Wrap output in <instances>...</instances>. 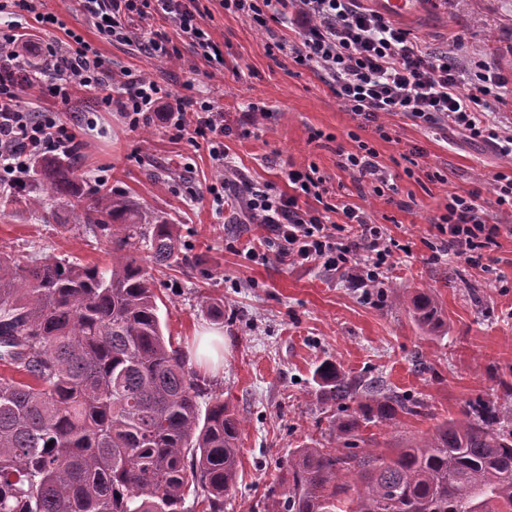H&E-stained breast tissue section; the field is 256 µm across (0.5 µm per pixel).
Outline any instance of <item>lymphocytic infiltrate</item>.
<instances>
[{"label": "lymphocytic infiltrate", "mask_w": 512, "mask_h": 512, "mask_svg": "<svg viewBox=\"0 0 512 512\" xmlns=\"http://www.w3.org/2000/svg\"><path fill=\"white\" fill-rule=\"evenodd\" d=\"M220 6L261 30L291 24L297 38L273 36L272 45L288 52L293 62L320 73L337 101L358 128L374 124L387 137L382 116L400 112L428 127L453 126L474 140L492 143L512 157V130L494 118L512 83L483 61L463 64L457 55L430 52L384 12L364 8L360 0H219ZM79 7L101 39L137 47L162 62H181L174 36L142 28L150 16L170 20L176 34L189 40L195 54L210 68L224 63V52L202 21L197 0H79ZM56 32L42 51L61 74L33 77L29 87L69 103L75 93H96L103 107L118 106L130 129L160 119L178 135L194 134L206 144L217 175L208 191L217 208L241 206L248 223L264 231L259 247L242 251L244 259L264 261L269 251L292 265H322L330 274L359 288L384 287L385 268L394 242L357 205L329 202L327 177L316 165L288 170L290 190L245 181L224 149L228 127L223 112L206 98L166 100L153 80L130 70L112 72L108 61L82 34L68 28L43 0H0V14ZM19 34L0 29V188H19L33 155L69 156L80 147L77 135L55 112H35L21 101L13 69L19 57ZM343 171L366 179L372 193L396 192V173L378 159L367 142L355 151H338ZM434 227L443 255L479 265L483 249L495 243L502 225L490 223L478 192L446 197ZM342 214L344 223L334 222Z\"/></svg>", "instance_id": "obj_1"}]
</instances>
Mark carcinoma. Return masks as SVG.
I'll return each mask as SVG.
<instances>
[{
  "label": "carcinoma",
  "mask_w": 512,
  "mask_h": 512,
  "mask_svg": "<svg viewBox=\"0 0 512 512\" xmlns=\"http://www.w3.org/2000/svg\"><path fill=\"white\" fill-rule=\"evenodd\" d=\"M79 159L45 157L4 205L38 207L72 197L81 221L112 243V265L49 258L21 264L0 255V512H224L238 473L242 421L201 386L165 339L156 268L178 262L175 225L148 221L121 196L78 193ZM39 186L41 195H30ZM412 316L429 332L444 320L420 292ZM318 384L332 402L358 400L336 420L343 448L296 449L280 476L287 491L263 512H512V415L472 406L396 452L361 448L360 429L418 414L379 383L325 361ZM362 491L349 497L350 483Z\"/></svg>",
  "instance_id": "cac0c4a2"
}]
</instances>
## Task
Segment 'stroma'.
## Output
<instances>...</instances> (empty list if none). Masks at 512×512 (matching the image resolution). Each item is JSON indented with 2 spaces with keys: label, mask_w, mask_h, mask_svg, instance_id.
Returning a JSON list of instances; mask_svg holds the SVG:
<instances>
[{
  "label": "stroma",
  "mask_w": 512,
  "mask_h": 512,
  "mask_svg": "<svg viewBox=\"0 0 512 512\" xmlns=\"http://www.w3.org/2000/svg\"><path fill=\"white\" fill-rule=\"evenodd\" d=\"M69 28L80 32L113 70L129 69L165 91L217 102L231 128L224 148L241 170L276 191H287V169L317 164L347 202L362 207L400 245L389 283L433 296L444 327L422 330L406 303L364 299L363 289L337 280L321 266H291L277 258L243 259L242 249L262 230L243 221L240 210H219L206 187L215 174L206 147L171 139L162 123L129 129L119 112L101 111L93 96H77L60 112L78 126L83 196L97 190V174L134 208L175 224L181 262L156 274L165 336L182 351L194 350L199 332L223 335L217 365H197L204 394H223L244 421L239 440L238 480L224 512H263L268 493L295 449L336 443L334 420L342 410L326 401L314 376L325 360L351 376L420 403L416 415L363 428L371 447L391 452L463 409L489 403L508 407L499 386L512 382V234L502 233L488 250L485 269L457 259L438 260L433 222L450 193L480 190L490 223L508 222L498 210L491 179L512 167L491 144L453 129H433L397 113L386 116L390 134L357 130L329 87L287 54L269 52V38L217 0H200L204 23L224 51L215 78L190 46L183 62L160 63L128 45L101 40L77 0H45ZM428 49L457 48L462 59L482 57L512 78V0H418L416 12L400 19ZM271 112L258 133L244 137L239 120L248 103ZM359 131L388 168L420 147L413 177L399 179L394 202L374 196L337 165L336 149H353ZM441 172L438 181L430 180ZM66 199H50L45 211L19 207L0 212V253L24 263L46 257L84 265L112 261V244L80 222ZM223 318H212L207 303Z\"/></svg>",
  "instance_id": "1"
}]
</instances>
